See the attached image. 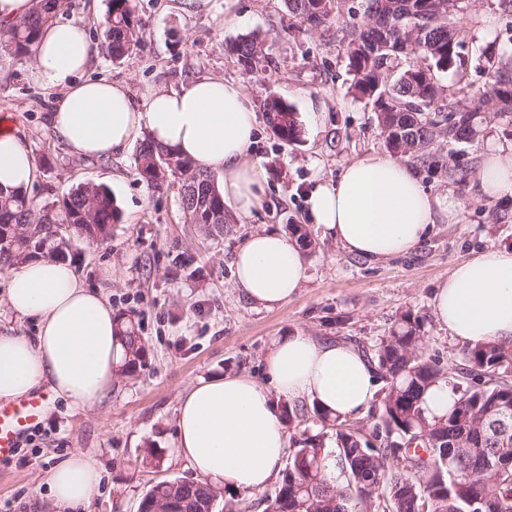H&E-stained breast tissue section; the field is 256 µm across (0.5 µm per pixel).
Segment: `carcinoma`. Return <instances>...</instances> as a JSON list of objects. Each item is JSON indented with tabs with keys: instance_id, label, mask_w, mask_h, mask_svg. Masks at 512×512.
I'll return each instance as SVG.
<instances>
[{
	"instance_id": "cac0c4a2",
	"label": "carcinoma",
	"mask_w": 512,
	"mask_h": 512,
	"mask_svg": "<svg viewBox=\"0 0 512 512\" xmlns=\"http://www.w3.org/2000/svg\"><path fill=\"white\" fill-rule=\"evenodd\" d=\"M348 0H284L289 20L306 33L330 28ZM61 0H36L32 12L4 32L0 49L24 59L42 29L55 19ZM470 0H359L364 23L341 38L353 93L374 100L376 121L387 148L414 164L441 169L456 184L471 175L458 154L485 136L488 114L512 123V46L479 57L481 85L465 83L441 98L439 73L467 76L464 17ZM102 55L121 61L139 40L133 0H108ZM229 52L242 70L265 61L258 34L239 37ZM272 133L299 140L295 112L280 97L260 99ZM140 180L161 189L183 177L180 208L185 223L210 236L224 235V196L212 173L145 138L136 158ZM121 212L103 185L82 184L60 198L40 202L22 187H0V267L34 258L66 261L76 241L105 244ZM132 375L144 366L145 347L132 320H122ZM419 319L404 314L369 354L381 388L382 424L371 438L339 416L313 407L321 430H303L265 512H478L491 502L512 512V433L502 437L498 412L512 411V346L487 342L469 349L456 375L460 387L448 413L431 422L425 392L443 380L441 369L419 353ZM333 461L337 472L327 469ZM224 489L198 478L176 477L154 484L140 503L147 510L172 497L190 512H214Z\"/></svg>"
}]
</instances>
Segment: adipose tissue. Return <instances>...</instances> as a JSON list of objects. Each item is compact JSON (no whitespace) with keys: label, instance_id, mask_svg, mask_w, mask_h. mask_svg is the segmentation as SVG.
<instances>
[{"label":"adipose tissue","instance_id":"obj_1","mask_svg":"<svg viewBox=\"0 0 512 512\" xmlns=\"http://www.w3.org/2000/svg\"><path fill=\"white\" fill-rule=\"evenodd\" d=\"M91 45L82 24L46 26L33 50L34 68L55 89L52 129L81 159L112 156L140 134L222 176L221 190L238 215L257 208L261 171L247 158L256 112L241 83L201 75L176 88L135 99L124 87L87 78ZM35 177L29 135L0 117V186H29ZM478 189L512 196V150L490 148ZM308 218L347 253L380 261L413 250L436 221L459 219L451 194L424 189L415 170L386 152L347 162L336 181L317 183ZM235 286L267 308L285 304L307 278L303 254L284 234L252 233L235 254ZM8 311L37 324V333L0 331V402L47 388L52 399L91 408L105 399L128 360L119 318L100 290L78 280L64 262L45 258L11 268ZM436 318L456 339L478 346L512 343V247H491L460 260L433 296ZM266 382L217 377L184 391L177 407L176 448L216 486L259 491L279 472L289 436L278 401L313 403L347 418L366 413L377 391L373 363L361 349L301 333L276 340L264 358ZM97 461L74 452L46 477L51 512H84L97 491Z\"/></svg>","mask_w":512,"mask_h":512}]
</instances>
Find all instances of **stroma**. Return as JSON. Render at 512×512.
I'll return each mask as SVG.
<instances>
[{"label":"stroma","instance_id":"obj_1","mask_svg":"<svg viewBox=\"0 0 512 512\" xmlns=\"http://www.w3.org/2000/svg\"><path fill=\"white\" fill-rule=\"evenodd\" d=\"M134 5L138 43L119 62L93 54L89 77L124 86L139 100L155 87H175L201 73L234 80L251 99L271 93L285 100L300 124V139L281 142L265 114H258L248 155L265 176L261 206L250 218L232 217L214 239L185 223L180 178L160 190L140 181L137 143L108 158L73 157L48 121L54 89L36 75L31 60L0 51V116L11 114L31 134L38 200L93 183L106 186L120 208L109 243L78 242L72 266L86 284L101 289L115 312L135 321L146 351L145 367L115 382L102 405L76 409L56 402L15 454L0 458V512H48L45 478L76 450L100 465L99 490L86 512H137L155 482L194 473L174 448L180 393L221 375L265 381V354L274 341L296 332L368 352L409 312L419 319L424 357L444 370L460 365L467 345L437 320L435 289L458 261L512 246L511 196L483 197L476 177L459 185L421 168L417 174L427 191L462 201L458 222L433 225L411 252L384 261L346 253L308 223L307 194L317 182L335 180L346 162L385 144L373 102L349 89L339 32L289 30L283 0H208L194 13L182 0ZM464 26L472 59L512 40V16L492 0H474ZM253 32L264 38L267 60L247 73L228 46ZM292 224L305 226L317 243L305 257L307 280L286 304L262 307L235 287V253L251 233L284 234ZM152 448L162 453L156 466L142 462Z\"/></svg>","mask_w":512,"mask_h":512}]
</instances>
